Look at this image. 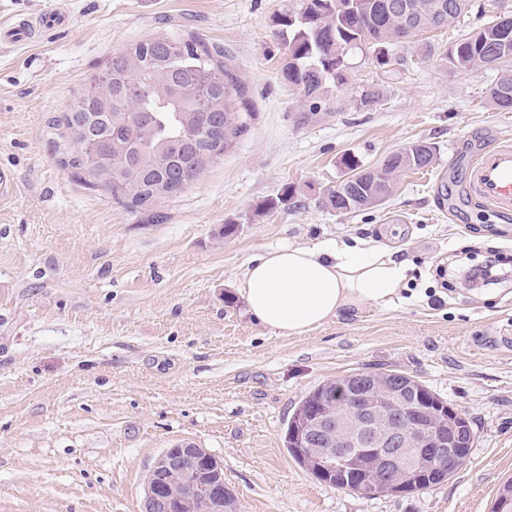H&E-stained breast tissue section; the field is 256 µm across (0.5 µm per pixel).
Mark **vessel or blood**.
I'll list each match as a JSON object with an SVG mask.
<instances>
[{"label": "vessel or blood", "mask_w": 512, "mask_h": 512, "mask_svg": "<svg viewBox=\"0 0 512 512\" xmlns=\"http://www.w3.org/2000/svg\"><path fill=\"white\" fill-rule=\"evenodd\" d=\"M65 11L55 10L33 20H23L0 29V40L26 44L36 36L67 26ZM464 192L501 216L512 214V137L492 139L469 165Z\"/></svg>", "instance_id": "vessel-or-blood-1"}]
</instances>
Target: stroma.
I'll use <instances>...</instances> for the list:
<instances>
[{"instance_id":"35a3bbf8","label":"stroma","mask_w":512,"mask_h":512,"mask_svg":"<svg viewBox=\"0 0 512 512\" xmlns=\"http://www.w3.org/2000/svg\"><path fill=\"white\" fill-rule=\"evenodd\" d=\"M290 0H0V25L57 8L68 27L41 43H0V512H141L144 477L165 449L192 443L224 465L243 512H493L512 479V286L441 288L432 269L489 251L512 255V216L460 192L463 160L512 135L490 104L500 69L458 72L439 54L512 0H471L423 58L396 47L382 72L354 54L353 80H383V105L345 91L308 111L283 76L274 20ZM223 47L248 87L249 131L186 189L133 213L59 160L71 145L49 125L113 53L158 33ZM437 148L381 206L325 208L352 155L367 168L413 141ZM297 202L263 209L284 187ZM236 225L223 235L224 225ZM398 248L407 279L300 336L255 320L238 288L249 263L288 246ZM395 369L447 400L474 445L447 481L368 497L320 482L284 446L301 398L326 380Z\"/></svg>"}]
</instances>
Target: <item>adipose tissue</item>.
I'll return each mask as SVG.
<instances>
[{
    "mask_svg": "<svg viewBox=\"0 0 512 512\" xmlns=\"http://www.w3.org/2000/svg\"><path fill=\"white\" fill-rule=\"evenodd\" d=\"M394 255L382 245L280 248L249 264L240 292L261 324L284 336L302 335L343 312L396 297L407 267Z\"/></svg>",
    "mask_w": 512,
    "mask_h": 512,
    "instance_id": "ef3b65f1",
    "label": "adipose tissue"
}]
</instances>
